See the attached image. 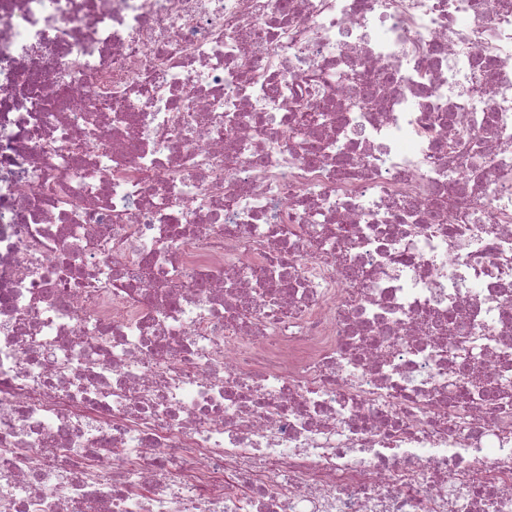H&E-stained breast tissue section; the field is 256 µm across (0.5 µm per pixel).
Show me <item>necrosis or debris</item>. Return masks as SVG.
Here are the masks:
<instances>
[{
  "instance_id": "necrosis-or-debris-1",
  "label": "necrosis or debris",
  "mask_w": 512,
  "mask_h": 512,
  "mask_svg": "<svg viewBox=\"0 0 512 512\" xmlns=\"http://www.w3.org/2000/svg\"><path fill=\"white\" fill-rule=\"evenodd\" d=\"M0 512H512V0H0Z\"/></svg>"
}]
</instances>
